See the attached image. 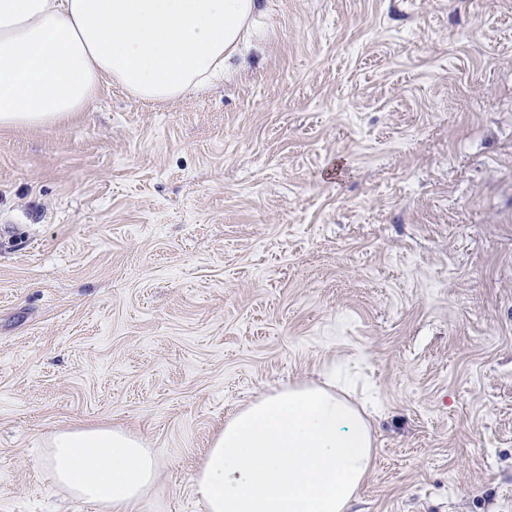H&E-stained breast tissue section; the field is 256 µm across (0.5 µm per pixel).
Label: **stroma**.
Masks as SVG:
<instances>
[{"mask_svg":"<svg viewBox=\"0 0 512 512\" xmlns=\"http://www.w3.org/2000/svg\"><path fill=\"white\" fill-rule=\"evenodd\" d=\"M238 79L106 84L0 128V512H94L41 462L110 426L136 512H203L225 419L350 365L352 512H512V0H269Z\"/></svg>","mask_w":512,"mask_h":512,"instance_id":"stroma-1","label":"stroma"}]
</instances>
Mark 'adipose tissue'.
I'll return each mask as SVG.
<instances>
[{"mask_svg":"<svg viewBox=\"0 0 512 512\" xmlns=\"http://www.w3.org/2000/svg\"><path fill=\"white\" fill-rule=\"evenodd\" d=\"M265 16L264 0H0V127L62 122L106 82L164 103L233 79ZM374 462L369 422L328 374L229 416L192 492L204 512H350ZM45 463L97 512H133L159 459L102 426L52 433Z\"/></svg>","mask_w":512,"mask_h":512,"instance_id":"ef3b65f1","label":"adipose tissue"}]
</instances>
